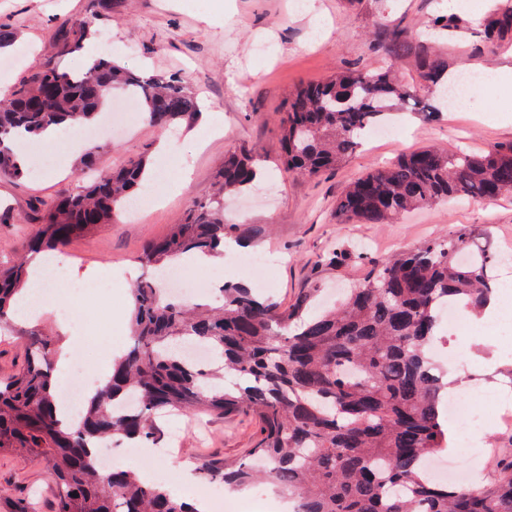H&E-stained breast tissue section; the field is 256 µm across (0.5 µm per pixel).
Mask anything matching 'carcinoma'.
I'll use <instances>...</instances> for the list:
<instances>
[{
	"mask_svg": "<svg viewBox=\"0 0 512 512\" xmlns=\"http://www.w3.org/2000/svg\"><path fill=\"white\" fill-rule=\"evenodd\" d=\"M430 26L443 38L462 28L448 14ZM91 29L89 17L70 19L57 54L81 46ZM484 33L491 42L511 45L512 8L487 17ZM410 50L397 37L385 65L343 71L299 89L280 122L285 169L315 178L345 161L393 103L412 112L430 108L420 87L448 88L447 62L418 46L419 82H410L396 70L397 59ZM117 91L133 96L158 130L197 116L196 98L175 77H145L109 57L80 74L48 63L0 99V179L25 176L19 141L35 140L50 126L93 121ZM146 169L145 158L131 159L88 187L37 202L38 235L9 266H0L1 326L10 321L14 294L27 283L26 253L62 248L75 234L114 222L142 186ZM258 179L250 153L224 158L217 197L190 202L184 221L146 245L141 262L169 266L238 243L259 245L264 225L224 216V194L246 193ZM505 192H512V144L479 153L423 148L352 182L336 216L342 223L381 224L415 207L495 200ZM475 241L472 229L458 226L446 237L373 262L362 281L325 310L315 309L321 276L366 257L341 248L323 253L309 284L286 309L239 283H224L223 304L212 309L188 307L166 297L156 281H139L132 288V345L112 360L110 381L76 426L58 418L52 337H19L26 361L15 374L0 377V453L41 458L56 485L53 512H196L130 470L100 473L95 444L124 437L155 445V418L162 411L244 412L262 424L249 456L222 464L205 460L200 470L227 484H248L256 476L250 458L259 457L264 478L297 498L298 512H512V462L507 476L491 485H439L426 473L428 459L448 447L442 403L450 385L435 373L431 358L440 306L463 302L480 312L497 294L491 251L480 248L457 261ZM187 341L211 348L217 366L200 368L171 350ZM129 396L138 406L114 414L115 402Z\"/></svg>",
	"mask_w": 512,
	"mask_h": 512,
	"instance_id": "1",
	"label": "carcinoma"
}]
</instances>
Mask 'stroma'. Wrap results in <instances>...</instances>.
<instances>
[{
  "mask_svg": "<svg viewBox=\"0 0 512 512\" xmlns=\"http://www.w3.org/2000/svg\"><path fill=\"white\" fill-rule=\"evenodd\" d=\"M497 0H458L454 11L467 25V33L434 43L432 49L448 64L449 73L460 66L512 67V50L489 43L480 19ZM442 0H0V23L17 32L16 48H29L27 59L0 77V87H14L29 71L58 60L68 71L82 70L88 52L108 54L131 70L179 76L198 101L220 112L224 133L219 137L199 133L189 139V127L167 129L179 141L171 159L156 155L160 135L147 126L140 108H133L130 130L99 134L96 168L105 173L132 158L149 160L156 170L152 186L158 201L138 217L120 218L75 237L64 247L69 266L77 272L111 265L113 270L133 269L156 276L155 267L139 262L147 242L163 237L180 223L189 201H209L216 175L225 156L248 150L266 172L274 188L268 203L253 205L234 198L252 223L270 227L261 250L280 255L271 274L267 294L280 307H288L304 288L317 257L344 243L380 260L444 236L459 225L488 231L491 246L512 252V196L493 201L437 203L382 224L341 223L336 201L348 184L371 168L423 147L449 152L482 151L512 142V88L495 85L469 92L448 113L425 119L409 113L389 118L390 137L366 139L336 169L315 178H301L281 165L280 120L288 101L303 86L321 82L336 73L369 69L386 61V47L394 33L407 40L427 39V21L442 13ZM96 13L93 36L87 48L56 57L60 26L71 17ZM71 137L29 149L30 168L39 178L0 181V209L10 221L0 224V260H8L39 226L34 204L73 190L78 181L75 162L69 159ZM190 167L189 186L178 195L169 184L177 169ZM131 299L121 288L112 307L109 326L95 317L74 325V346L82 350L89 367L109 359L113 349L126 350L131 342ZM57 332L48 319L36 325L10 323L0 327V377L14 373L25 359L19 335L30 330ZM449 349L463 356L469 371L457 372L459 388L506 381L512 375V358L502 357L496 343L483 336L449 337ZM497 413L485 409L479 428L486 454L474 466L481 479H497L502 466L512 460V429L498 427ZM158 448H143L133 459L153 478L168 482L176 496L200 499L212 483L196 471L198 459L234 461L247 455L260 429L252 415H216L196 411L177 419L160 415ZM0 493L9 499L37 497L39 512H52L55 485L40 459L27 453H0Z\"/></svg>",
  "mask_w": 512,
  "mask_h": 512,
  "instance_id": "stroma-1",
  "label": "stroma"
}]
</instances>
